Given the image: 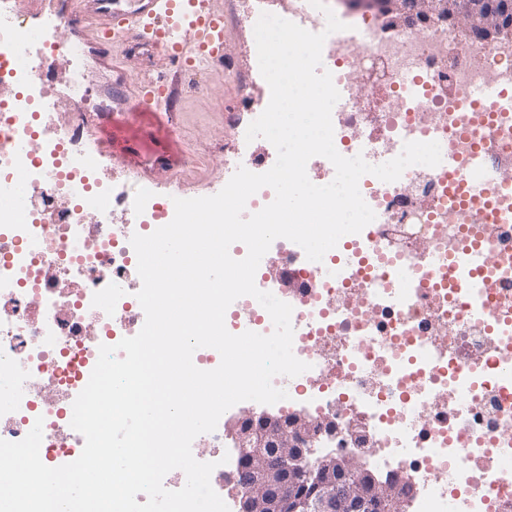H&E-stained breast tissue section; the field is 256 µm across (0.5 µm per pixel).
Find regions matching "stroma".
<instances>
[{"label":"stroma","instance_id":"obj_1","mask_svg":"<svg viewBox=\"0 0 512 512\" xmlns=\"http://www.w3.org/2000/svg\"><path fill=\"white\" fill-rule=\"evenodd\" d=\"M216 5L224 11L223 68L184 79L173 134L150 136V153L176 149L188 157L181 166L155 173L158 182L167 184L171 198L218 193L224 186V155L237 147L245 148L257 172H266L275 163L265 139L245 145L238 140L255 113L267 106L268 84L255 65L248 19L258 5L272 14H287L290 0H217Z\"/></svg>","mask_w":512,"mask_h":512}]
</instances>
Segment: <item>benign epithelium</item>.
Masks as SVG:
<instances>
[{
  "mask_svg": "<svg viewBox=\"0 0 512 512\" xmlns=\"http://www.w3.org/2000/svg\"><path fill=\"white\" fill-rule=\"evenodd\" d=\"M374 9L390 27L446 25L486 44L512 29V0H347ZM240 455L231 480L238 512H404L397 477L368 468L362 454L327 453L304 484L312 420L303 412L248 414L227 428Z\"/></svg>",
  "mask_w": 512,
  "mask_h": 512,
  "instance_id": "1",
  "label": "benign epithelium"
}]
</instances>
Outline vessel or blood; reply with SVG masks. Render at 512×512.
Returning a JSON list of instances; mask_svg holds the SVG:
<instances>
[{"mask_svg":"<svg viewBox=\"0 0 512 512\" xmlns=\"http://www.w3.org/2000/svg\"><path fill=\"white\" fill-rule=\"evenodd\" d=\"M25 14L27 34L0 51V88L15 89L12 111L41 107L49 74L62 54L81 45L94 53L102 68L121 72V46L137 41L154 47L162 56L155 77L137 87L135 102H128L121 86L109 85L111 107L89 115L69 128L72 141L92 155L101 170H109L122 146L136 141L141 130L171 133L173 106L181 79L199 66L224 65V12L213 0H30ZM59 19L67 39L46 37L45 23ZM512 191V179L498 182L470 175V196L485 197L491 187ZM491 259L477 250L460 258L461 280L487 274Z\"/></svg>","mask_w":512,"mask_h":512,"instance_id":"1","label":"vessel or blood"}]
</instances>
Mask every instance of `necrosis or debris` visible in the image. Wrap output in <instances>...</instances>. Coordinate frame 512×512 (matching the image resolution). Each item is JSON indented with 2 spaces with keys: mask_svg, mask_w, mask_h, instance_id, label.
I'll use <instances>...</instances> for the list:
<instances>
[{
  "mask_svg": "<svg viewBox=\"0 0 512 512\" xmlns=\"http://www.w3.org/2000/svg\"><path fill=\"white\" fill-rule=\"evenodd\" d=\"M359 32L358 53L322 59L336 88L350 87L359 71L374 98L368 105L353 96L334 120L337 151L371 163L396 157L404 142L435 141L456 167L414 165L391 183L360 179L379 250L348 234L318 264L281 240V274L300 288L291 301L293 352L309 365L291 391L314 422L332 415L341 428H371V463L397 467L406 512H512V379L500 368L512 359V335H493L477 313L512 320V193L489 207L466 204L461 178L471 168H512V64H502V48L452 46L433 31L385 36L367 23ZM493 79L505 93L494 140L477 156L463 133L480 128L477 97ZM95 170L74 145L33 161L0 147V185L21 177L33 187L25 204L0 198V439L21 440L43 418L40 458L50 467L82 452L72 405L100 345L142 328L130 239L162 222L146 189L149 217L92 220ZM478 244L494 260L493 279L458 289L453 256ZM349 251L359 260L345 268ZM322 265L340 266L339 277L316 281ZM228 313L234 333L273 331L253 297Z\"/></svg>",
  "mask_w": 512,
  "mask_h": 512,
  "instance_id": "1",
  "label": "necrosis or debris"
}]
</instances>
